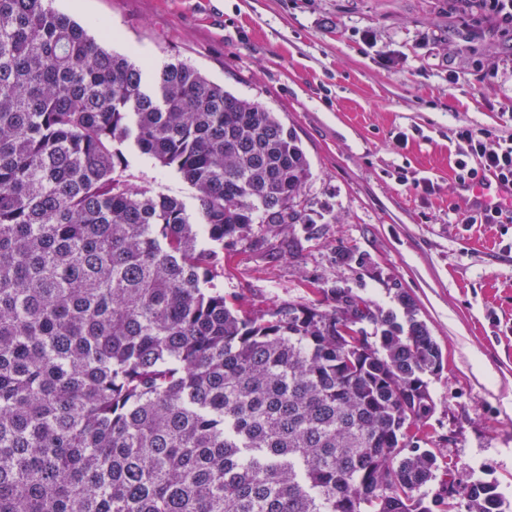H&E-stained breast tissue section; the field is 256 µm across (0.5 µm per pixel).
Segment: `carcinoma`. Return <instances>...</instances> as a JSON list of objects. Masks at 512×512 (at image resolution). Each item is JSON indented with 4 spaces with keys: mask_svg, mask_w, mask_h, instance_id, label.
<instances>
[{
    "mask_svg": "<svg viewBox=\"0 0 512 512\" xmlns=\"http://www.w3.org/2000/svg\"><path fill=\"white\" fill-rule=\"evenodd\" d=\"M129 143L195 216L130 182ZM310 175L260 104L181 61L147 88L52 0H0V512H505L492 482L448 496L426 324L224 292Z\"/></svg>",
    "mask_w": 512,
    "mask_h": 512,
    "instance_id": "cac0c4a2",
    "label": "carcinoma"
}]
</instances>
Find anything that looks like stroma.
Returning a JSON list of instances; mask_svg holds the SVG:
<instances>
[{
    "instance_id": "1",
    "label": "stroma",
    "mask_w": 512,
    "mask_h": 512,
    "mask_svg": "<svg viewBox=\"0 0 512 512\" xmlns=\"http://www.w3.org/2000/svg\"><path fill=\"white\" fill-rule=\"evenodd\" d=\"M53 6L128 54L146 80L192 65L274 112L311 169L308 218L253 231L224 254L245 308L306 302L309 282L402 313L408 296L444 355L427 430L461 482L512 505V224L452 223L460 128L512 134V36L452 0H72ZM138 186L197 193L127 148Z\"/></svg>"
}]
</instances>
